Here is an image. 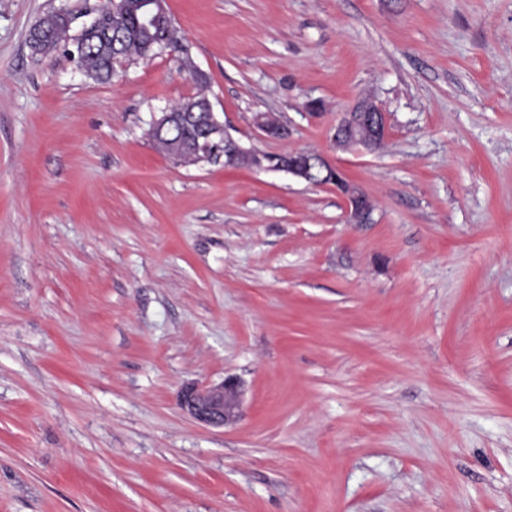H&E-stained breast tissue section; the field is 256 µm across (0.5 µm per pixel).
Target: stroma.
Returning a JSON list of instances; mask_svg holds the SVG:
<instances>
[{"label": "stroma", "instance_id": "35a3bbf8", "mask_svg": "<svg viewBox=\"0 0 512 512\" xmlns=\"http://www.w3.org/2000/svg\"><path fill=\"white\" fill-rule=\"evenodd\" d=\"M82 5L0 0V512H512V0H169L182 50L108 82L29 56ZM200 91L371 223L154 149ZM367 94L384 147L336 149ZM228 376L236 423L182 412ZM347 210L351 223L368 224L372 221V211L368 210L367 204H371L364 193L349 189L346 193Z\"/></svg>", "mask_w": 512, "mask_h": 512}]
</instances>
